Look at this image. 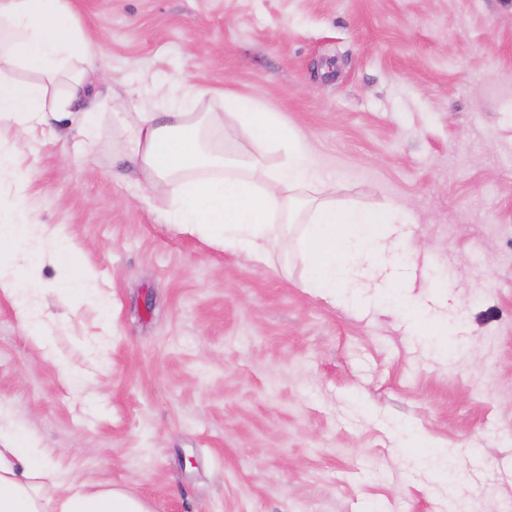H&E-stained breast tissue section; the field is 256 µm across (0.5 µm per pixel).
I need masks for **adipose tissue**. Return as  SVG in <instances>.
<instances>
[{
    "mask_svg": "<svg viewBox=\"0 0 512 512\" xmlns=\"http://www.w3.org/2000/svg\"><path fill=\"white\" fill-rule=\"evenodd\" d=\"M34 68L37 81L20 79ZM95 71L71 0H0V128L31 136L46 113L65 111L87 94ZM201 90L182 85L181 102L169 112L137 113L130 127L128 159L148 185H176L167 223L247 253L270 264L279 242L294 238V257L307 287L333 305L359 306L367 289L401 280L399 253L409 219L390 202L370 210L321 198L320 178L312 173L309 146L301 134L256 102L235 96L237 119L255 141L248 158L230 155L223 145L205 142L204 121L192 113ZM281 150L283 162L266 164L268 149ZM277 184L279 192L269 191ZM20 202L0 206V293L14 301L19 320L51 356L46 324L32 299L41 290L39 265L24 274L13 263L23 245L40 239L42 225L22 219ZM0 512H148L146 504L122 491L101 489L63 470L55 454L20 434L0 444Z\"/></svg>",
    "mask_w": 512,
    "mask_h": 512,
    "instance_id": "ef3b65f1",
    "label": "adipose tissue"
}]
</instances>
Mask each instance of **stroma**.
I'll return each mask as SVG.
<instances>
[{
    "instance_id": "35a3bbf8",
    "label": "stroma",
    "mask_w": 512,
    "mask_h": 512,
    "mask_svg": "<svg viewBox=\"0 0 512 512\" xmlns=\"http://www.w3.org/2000/svg\"><path fill=\"white\" fill-rule=\"evenodd\" d=\"M100 76L51 134L9 137L31 223L76 245L109 311L40 268L71 387L0 295V431L150 512H512V0H71ZM188 79L259 102L325 195L411 220L409 288L370 310L165 221L124 160L131 112Z\"/></svg>"
}]
</instances>
